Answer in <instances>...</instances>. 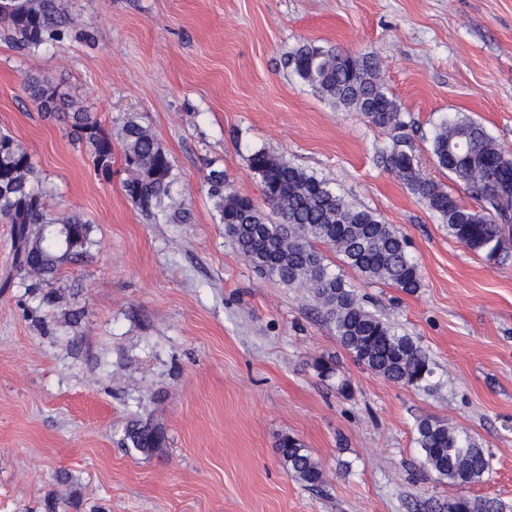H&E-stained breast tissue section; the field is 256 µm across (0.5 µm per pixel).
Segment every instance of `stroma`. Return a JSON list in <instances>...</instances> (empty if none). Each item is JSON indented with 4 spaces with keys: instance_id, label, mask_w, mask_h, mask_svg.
<instances>
[{
    "instance_id": "1",
    "label": "stroma",
    "mask_w": 512,
    "mask_h": 512,
    "mask_svg": "<svg viewBox=\"0 0 512 512\" xmlns=\"http://www.w3.org/2000/svg\"><path fill=\"white\" fill-rule=\"evenodd\" d=\"M59 38L16 49L0 31V131L29 152L51 212L94 226L88 258L54 282L77 289L79 328L41 305L0 221V512H40L54 492L78 512H428L460 494L512 501V258L486 262L377 165L393 136L420 169L474 200L431 154L433 127L460 112L512 151V0H56ZM311 43L369 53L405 125L383 130L333 108L288 68ZM117 131L149 127L178 175L186 219L128 198L122 145L112 177L30 99V76ZM265 148L328 179L408 240L421 286L356 283L366 307L412 336L435 367L429 388L388 382L336 339L312 296L249 267L207 194L224 171L257 206L248 157ZM66 306V307H67ZM336 368L323 378L317 361ZM348 379L339 392L338 378ZM441 421L492 455L461 487L420 465L415 422ZM161 426L152 455L124 427ZM321 464L309 489L288 476L282 436ZM67 470L71 486L58 487Z\"/></svg>"
}]
</instances>
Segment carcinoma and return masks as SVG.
Listing matches in <instances>:
<instances>
[{
    "label": "carcinoma",
    "instance_id": "carcinoma-1",
    "mask_svg": "<svg viewBox=\"0 0 512 512\" xmlns=\"http://www.w3.org/2000/svg\"><path fill=\"white\" fill-rule=\"evenodd\" d=\"M55 9L54 0H0V21L18 48L35 49L57 37ZM288 67L333 107L357 112L382 129L405 127L373 55H344L304 44L289 54ZM27 90L38 109L66 121L74 146L86 150L95 171L110 177L112 134L79 102L61 96L52 77H31ZM117 139L130 173L126 195L147 216L181 221L184 208L174 190V165L149 128L132 117L118 130ZM431 150L437 164L466 186L480 208L462 204L448 186L423 175L402 138L379 150L377 161L447 225L450 236L489 262L506 258L512 249V153L463 113L434 126ZM248 163L260 179L268 213L236 190L224 171L207 176L224 234L242 259L288 288L310 292L341 346L367 369L396 385L428 386L434 368L424 350L367 309L324 253L334 251L367 282L380 281L411 294L421 287V275L407 239L375 212L346 201L327 179L275 152L258 149ZM34 179L31 155L0 131V220L13 225L16 261L31 281L29 287L54 305L62 293L45 285L62 264L87 256L94 245L93 225L75 215L48 214L33 189ZM416 432L423 465L438 478L465 486L483 481L490 471L491 456L467 433L428 417L417 420ZM124 440L128 450L149 455L161 447L164 432L132 420ZM278 451L291 478L309 489L323 484L320 464L298 440L281 438ZM430 509L512 512V503L496 496L461 495Z\"/></svg>",
    "mask_w": 512,
    "mask_h": 512
}]
</instances>
